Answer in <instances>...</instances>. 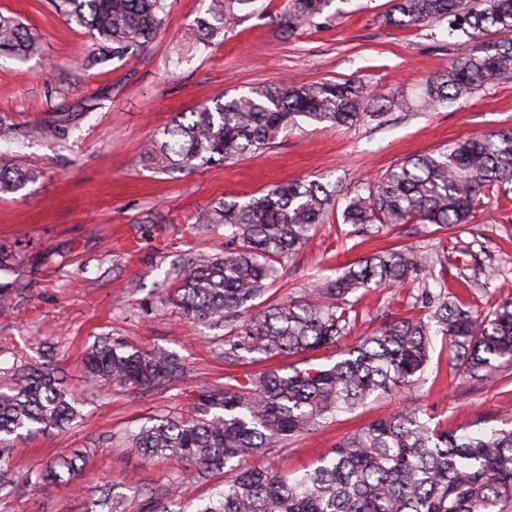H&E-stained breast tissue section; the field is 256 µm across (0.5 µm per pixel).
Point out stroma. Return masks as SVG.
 <instances>
[{"label": "stroma", "instance_id": "stroma-1", "mask_svg": "<svg viewBox=\"0 0 512 512\" xmlns=\"http://www.w3.org/2000/svg\"><path fill=\"white\" fill-rule=\"evenodd\" d=\"M285 4L257 0L255 13L231 26L223 44L187 52L183 31L206 0H171L164 30L135 56L81 72L76 63L93 49L86 29L58 15L49 0H0V13L37 30L44 52L26 62L0 56V114L19 124L52 110L75 115L66 140L0 143V152L22 156L39 173L18 193L0 196V246L15 256L7 279L24 290L11 316L0 317V340L10 347L0 365L10 366L17 354L39 364L45 347H54L83 414L64 432L19 442L13 466L20 475L54 456L90 452L76 486L26 488L0 498V512H76L79 498L94 497L106 483L133 503L161 491L181 475L182 462L144 459L112 445V433L170 410L190 412L197 384L220 386L227 375L242 380L261 371L258 363L227 368L214 351L213 330L163 302L174 269L187 256L224 249L223 231L198 224V212L247 200L275 182L328 175L353 186L449 143L512 129V79H501L432 110L390 112L383 124L368 119L329 130L302 119L258 156L185 176L145 168L139 154L158 129L222 94L294 79L350 80L385 97H415L457 53L447 21L388 25L389 0H332L327 19L294 33L282 18ZM103 93L102 108L84 111L86 101ZM404 246L428 254L438 282L472 307L512 297V185L487 197L471 223L439 231L404 224L346 238L330 218L286 261L276 286L282 295L300 297L337 266ZM417 293V283L408 280L374 294L361 307L351 340L399 317L425 315ZM105 334L178 355L187 378L146 390L103 391L86 378L81 358ZM409 406L451 429L465 423L475 432L498 424L512 416V365L480 383L452 373L447 362L429 365L420 386L339 414L264 461L283 460L299 471L313 467L342 437Z\"/></svg>", "mask_w": 512, "mask_h": 512}]
</instances>
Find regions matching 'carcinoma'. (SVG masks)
I'll return each mask as SVG.
<instances>
[{"label": "carcinoma", "mask_w": 512, "mask_h": 512, "mask_svg": "<svg viewBox=\"0 0 512 512\" xmlns=\"http://www.w3.org/2000/svg\"><path fill=\"white\" fill-rule=\"evenodd\" d=\"M255 0H208L182 41L190 51L224 42V29ZM332 0H287L288 30L310 26ZM386 21L416 26L446 19L465 40L448 71L428 82L419 102L452 103L485 84L512 77V40L489 41L512 31V0H392ZM56 13L85 27L95 40L86 65L134 54L163 29L167 0H51ZM0 53L17 59L41 55L40 36L12 16L0 15ZM413 100L371 95L352 81L258 84L176 117L143 149L145 167L190 174L211 163L262 153L306 117L327 128L391 111L408 112ZM71 114L51 111L31 125L0 115V140L64 139ZM37 173L13 155L0 154V194L15 193ZM512 184V130L483 134L407 160L344 192L329 177L273 184L245 202L223 201L198 223L224 229V252L196 254L174 272L167 302L183 316L224 329L216 353L235 367L247 356L282 362L336 347L356 328L362 301L415 274L433 276L413 248L365 257L321 279L299 300H274L276 265L295 254L318 224L345 200L342 223L362 236L401 224L440 228L467 224L483 198ZM427 318L391 321L340 351L331 365L268 368L242 383H202L193 411L167 413L138 428L112 434L118 446L146 458L174 459L203 481L227 473L217 498L195 512H512V419L473 434L432 427L416 407L347 435L318 466L292 477L248 460L305 436L339 412L374 395L417 386L431 362L432 336L448 346V367L481 380L512 364V298L483 311L442 289H424ZM87 372L107 390L147 388L181 381L182 360L99 336L85 358ZM81 417L78 401L50 364L20 360L0 367V490L70 485L86 462L74 450L52 458L17 483L14 440L62 432ZM182 482L173 479L138 512H174ZM79 512H130L108 484Z\"/></svg>", "instance_id": "carcinoma-1"}]
</instances>
